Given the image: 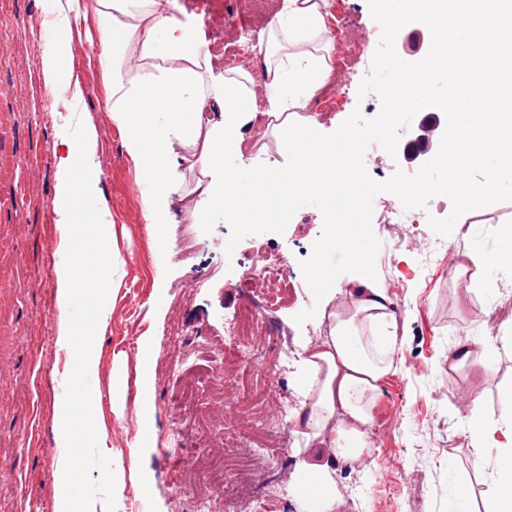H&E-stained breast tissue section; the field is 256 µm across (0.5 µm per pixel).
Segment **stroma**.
<instances>
[{"mask_svg":"<svg viewBox=\"0 0 512 512\" xmlns=\"http://www.w3.org/2000/svg\"><path fill=\"white\" fill-rule=\"evenodd\" d=\"M201 18L214 55L231 43L255 51L251 28L261 27L253 0H179ZM327 22L336 40L334 83L322 89L311 111L323 133L333 132L353 112H376L380 100L359 97L376 42L356 39L374 28L367 0H327ZM66 0H0V512H53L57 473V412L69 406L75 439L70 479L85 502L113 505L115 512H198V502L221 496L220 486L192 472H177L176 449L223 451L224 434L245 425L226 409L218 383L209 387L208 409L217 430L202 435L196 405L183 394L186 382L205 380L223 365L226 316L240 306L238 258L253 248L244 239L226 255L221 224H200L181 199L199 174L182 172L170 199L172 222L163 237L147 229L141 188L123 131L106 112L107 89L89 67L84 26L66 21ZM62 25L72 68L58 84L45 82L41 59L49 46L40 24ZM94 130V159L105 172L100 185L107 202L103 217L112 231V265L87 264L77 290L84 345L58 343L59 309L54 269L64 259L58 217L52 206L57 187L60 134ZM470 242L489 253L500 251L502 231L512 225V201L470 214ZM448 249L428 245L407 252L400 267L377 266L376 283L388 296L403 298L395 312L398 338L395 369L381 382L372 431L381 437L383 456L358 468L336 466V494L346 512H448V472L457 470L476 512H488L490 476L512 474V461L488 452L483 470L473 467L468 424L452 398L469 392L475 366L451 369L449 350L465 332L486 333L487 306L479 294L461 288L460 267L449 264ZM315 304L304 290L277 315L280 334L260 337L262 365L289 359L272 398L277 406L298 407L306 347L320 329L318 319L296 324L294 317ZM107 325L98 328V306ZM97 361L96 405L84 403V386L74 372L85 354ZM421 361L423 370L411 367ZM512 388V352L495 357L484 384L481 408L497 414ZM394 424H386L390 413ZM184 425L173 435L171 423ZM108 433V456L122 460L115 481L103 475L95 449L98 425ZM404 458L402 468L390 459ZM181 479L191 490L174 498L170 483Z\"/></svg>","mask_w":512,"mask_h":512,"instance_id":"obj_1","label":"stroma"}]
</instances>
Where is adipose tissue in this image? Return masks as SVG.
Here are the masks:
<instances>
[{"label": "adipose tissue", "mask_w": 512, "mask_h": 512, "mask_svg": "<svg viewBox=\"0 0 512 512\" xmlns=\"http://www.w3.org/2000/svg\"><path fill=\"white\" fill-rule=\"evenodd\" d=\"M325 7L326 0H282L262 46L264 83L258 97L246 70H215L198 23L178 16L177 0H97L92 11L84 0H67L75 23L96 19L95 63L109 89L112 120L125 133L153 233L172 221L169 199L182 166L202 172L186 208L203 223L222 221L225 212L242 202L269 198L290 180L299 182L303 197L320 202L315 186L302 177L310 161L332 169L338 159L335 147L315 138L317 121L308 113L334 69L336 46ZM132 53L140 60L135 75L124 68ZM213 107L219 120L205 115ZM260 119L293 153L288 171L244 164L243 129ZM95 143L92 131L79 139L62 137L53 209L62 248L82 232L96 241L95 259L108 261L107 226L87 217L104 177L93 160ZM82 269L75 261L55 268L58 342L66 348L81 345L71 308ZM317 315L327 331L302 361L303 401L292 422L305 446L297 453L291 487L306 512H336V465L358 458L369 446L367 428L380 382L394 365L396 338L385 289L365 278L349 284L342 295L326 297ZM497 341L466 334L448 355L450 368L477 364L490 374V352ZM470 421L474 447L496 448L512 459V395L502 401L494 422L475 414Z\"/></svg>", "instance_id": "adipose-tissue-1"}]
</instances>
